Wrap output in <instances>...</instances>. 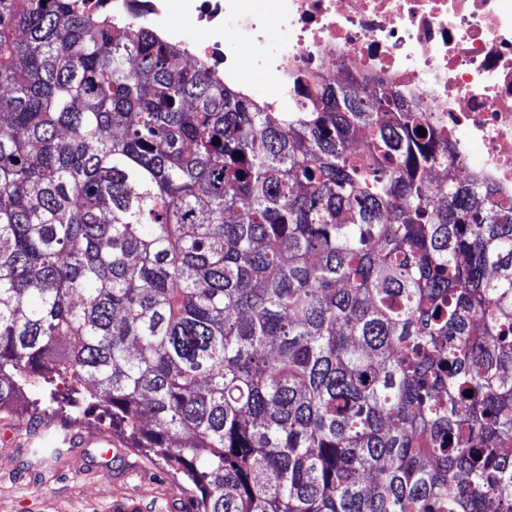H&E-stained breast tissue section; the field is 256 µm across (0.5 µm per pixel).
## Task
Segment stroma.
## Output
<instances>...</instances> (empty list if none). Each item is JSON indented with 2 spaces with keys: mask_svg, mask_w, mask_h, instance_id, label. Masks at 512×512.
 <instances>
[{
  "mask_svg": "<svg viewBox=\"0 0 512 512\" xmlns=\"http://www.w3.org/2000/svg\"><path fill=\"white\" fill-rule=\"evenodd\" d=\"M0 512H191L180 475L133 448H71L50 464L0 438Z\"/></svg>",
  "mask_w": 512,
  "mask_h": 512,
  "instance_id": "35a3bbf8",
  "label": "stroma"
}]
</instances>
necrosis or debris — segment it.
<instances>
[{
  "label": "necrosis or debris",
  "mask_w": 512,
  "mask_h": 512,
  "mask_svg": "<svg viewBox=\"0 0 512 512\" xmlns=\"http://www.w3.org/2000/svg\"><path fill=\"white\" fill-rule=\"evenodd\" d=\"M251 2L181 0L186 31L170 22L171 0H107L114 20L144 23L224 85L241 86L250 60L278 89L274 110L305 111L313 75L326 89L351 78L384 84L455 149L431 184L449 173L512 202V0H271L266 11ZM273 25L286 40H269Z\"/></svg>",
  "instance_id": "1"
}]
</instances>
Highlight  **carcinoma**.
<instances>
[{"instance_id":"1","label":"carcinoma","mask_w":512,"mask_h":512,"mask_svg":"<svg viewBox=\"0 0 512 512\" xmlns=\"http://www.w3.org/2000/svg\"><path fill=\"white\" fill-rule=\"evenodd\" d=\"M0 90L1 412L109 419L194 512H512V206L428 197L425 113L271 112L90 0H0Z\"/></svg>"}]
</instances>
